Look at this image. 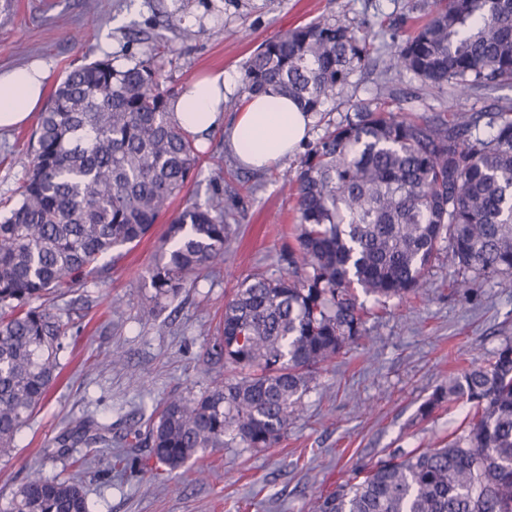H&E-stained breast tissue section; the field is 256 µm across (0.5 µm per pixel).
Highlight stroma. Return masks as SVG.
Listing matches in <instances>:
<instances>
[{"instance_id": "stroma-1", "label": "stroma", "mask_w": 512, "mask_h": 512, "mask_svg": "<svg viewBox=\"0 0 512 512\" xmlns=\"http://www.w3.org/2000/svg\"><path fill=\"white\" fill-rule=\"evenodd\" d=\"M431 0H0V70L33 59L45 61L51 83L70 66L111 60L116 68L155 57L166 85L212 70L233 75L225 116L243 104L238 80L248 57L264 40L318 18L348 16L376 47L405 38ZM193 39L181 37L183 28ZM392 90L393 111L431 116L451 101L486 112L512 103V84L455 99L451 90L429 89L408 73H387L380 57L358 68L312 129L350 117L352 103L376 104L381 87ZM34 123L0 134V214L19 198L32 154ZM201 163L186 191L139 243L106 254L104 271L49 302L67 325L61 373L47 399L0 454V506L33 471L81 478L90 512H312L317 497L335 491L353 472L388 454L425 448L447 438L473 409L441 404L429 416L421 405L448 376L491 359L512 344V284L481 281L472 294L454 287L457 271L440 248L432 261L427 295L377 302L366 308L363 340L320 370L302 395L303 413L271 448H250L237 439L166 474L147 446L134 449L137 465L106 476L114 449L127 433L147 432L165 400L192 397L233 377L231 368L207 360L238 283L278 273L295 243V200L281 176L295 172L292 157L258 173L240 167L224 148L223 130L198 140ZM233 219L224 264L206 270L174 301L152 306L145 279L167 224L186 202L205 204L216 188ZM117 364L106 363L109 355ZM110 423L112 445L98 460L84 447L52 455L58 439L84 418ZM209 476L199 479V465Z\"/></svg>"}]
</instances>
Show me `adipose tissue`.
Returning a JSON list of instances; mask_svg holds the SVG:
<instances>
[{
  "label": "adipose tissue",
  "mask_w": 512,
  "mask_h": 512,
  "mask_svg": "<svg viewBox=\"0 0 512 512\" xmlns=\"http://www.w3.org/2000/svg\"><path fill=\"white\" fill-rule=\"evenodd\" d=\"M49 71L43 61L0 72V130L23 124L44 96ZM233 79L217 70L192 80L171 99L173 121L187 134L223 129L224 146L251 169H267L293 156L310 137L314 116L288 98L269 93L249 100L232 121L224 119V97Z\"/></svg>",
  "instance_id": "ef3b65f1"
}]
</instances>
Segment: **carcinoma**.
Returning <instances> with one entry per match:
<instances>
[{
	"instance_id": "1",
	"label": "carcinoma",
	"mask_w": 512,
	"mask_h": 512,
	"mask_svg": "<svg viewBox=\"0 0 512 512\" xmlns=\"http://www.w3.org/2000/svg\"><path fill=\"white\" fill-rule=\"evenodd\" d=\"M372 47L350 19H319L262 42L245 62L249 96L286 95L319 114ZM460 95L512 83V0H433L429 18L388 45L385 72ZM174 90L148 57L65 73L40 114L20 199L0 217V453L43 403L60 368L66 327L36 304L98 273L100 258L144 238L185 190L199 160L172 122ZM284 176L296 197L297 246L286 267L243 281L224 307L213 349L238 375L198 396L166 400L147 444L170 473L227 435L249 448L279 442L303 411L313 373L362 339L357 284L379 302L418 295L448 242L465 293L512 277V107L417 120L352 104ZM493 132L473 129L484 116ZM224 190L186 205L148 270L154 301L224 264ZM462 400L473 417L446 444L399 451L319 500L317 512H512V345L448 377L421 407ZM112 447V426L76 422L58 442ZM0 512H89L80 480L33 472Z\"/></svg>"
}]
</instances>
